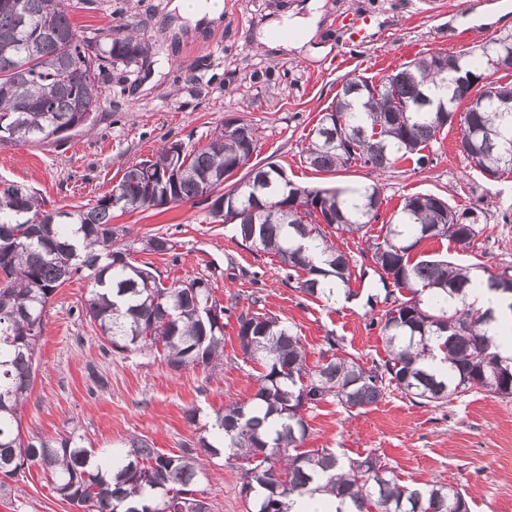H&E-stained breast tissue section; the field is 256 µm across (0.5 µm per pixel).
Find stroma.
Wrapping results in <instances>:
<instances>
[{"label": "stroma", "instance_id": "stroma-1", "mask_svg": "<svg viewBox=\"0 0 512 512\" xmlns=\"http://www.w3.org/2000/svg\"><path fill=\"white\" fill-rule=\"evenodd\" d=\"M307 0H223L221 20L194 25L177 15L173 0H69L70 19L87 35L133 25L152 47L148 65H115L103 76L104 101L94 127L61 142L0 145V180L39 191L48 208H69L109 192L132 163L174 142L205 146L225 123L253 126L254 161L281 168L295 184L346 187L368 183V169L335 174L305 161L308 134L353 76L381 78L426 53H463L512 32V13L484 21L477 0H317L320 20L301 47L270 46V25L306 14ZM370 19L363 44L348 43L345 24ZM460 124L429 145V162L399 160L381 179L379 222L370 236L413 194H433L457 209L479 211L481 231L472 248L445 239L422 242L417 254L454 263L512 271V174L488 180L457 148ZM114 226L130 238L163 235L175 250L135 253L165 285L202 276L211 282L224 317V368L175 370L150 355L106 349L82 315L87 278L58 288L43 318L34 381L20 412L22 434L56 438L81 434L93 448H120L144 437L174 452L200 433L201 423L225 406L247 401L255 381L242 362L237 317L251 308L291 325L315 363L325 339L342 340L343 353L365 366L384 359L372 320L388 305L365 239L332 234L351 271L352 297L327 303L304 296L287 280L276 257L242 243L233 225L211 223L196 200L146 211L115 212ZM309 448L346 457L375 453L403 483L444 482L464 487L470 512H512V401L471 392L442 408L413 404L399 391L377 404L348 409L336 399L307 411ZM214 512H244L236 461L212 459L202 481ZM0 512H77L52 490L41 469L23 470Z\"/></svg>", "mask_w": 512, "mask_h": 512}]
</instances>
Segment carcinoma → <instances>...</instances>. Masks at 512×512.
I'll return each instance as SVG.
<instances>
[{"label": "carcinoma", "mask_w": 512, "mask_h": 512, "mask_svg": "<svg viewBox=\"0 0 512 512\" xmlns=\"http://www.w3.org/2000/svg\"><path fill=\"white\" fill-rule=\"evenodd\" d=\"M0 0V144L48 143L59 132L94 125L103 100L100 78L112 66L144 61L151 45L128 31L86 36L76 29L66 0ZM491 44L457 56L458 67L441 70L452 57L432 52L402 64L375 82L354 76L312 129L307 163L335 173L359 165L382 175L399 160L416 158L437 139L444 124L418 106L421 92L440 93L451 110L466 100L489 60L512 49ZM478 105L466 107L462 134L471 139L463 155L482 175L512 173V82L491 81ZM254 127L229 123L206 147L186 150L172 143L152 158L126 168L121 181L92 206L47 210L44 199L21 184L0 182V497L10 494L5 479L29 466L50 476L52 490L84 512H213L200 486L205 459L225 453L238 462L245 512H292L297 498L328 495L335 512H470L464 488L441 482L403 483L380 457H341L328 448L307 449L305 415L334 398L348 408L378 403L388 389L434 408L469 392L512 399V358L497 351L487 325L494 311L466 302L476 280L471 268L439 257L412 259L425 240L448 239L469 248L480 229L469 221L476 209L457 214L432 194L405 199L382 225V241L370 245L386 295L399 293L392 307L372 321L380 326L388 358L369 368L338 354L339 340L326 339L315 365L307 363L300 336L267 313L237 317L242 362L261 367L256 390L243 403L216 413L194 444L164 453L141 438L123 448L95 451L74 432L56 440L22 437L18 413L31 391L43 315L57 288L76 275L92 280L83 305L101 338L118 353H160L175 370L224 366V314L209 280L195 277L165 286L135 263L132 247L115 244V209L147 210L189 200L225 203L208 209L212 222L233 224L241 241L278 258L288 277H297L306 296L332 301L351 295L347 256L321 229L366 236L378 219L381 191L372 182L356 189L308 188L293 184L274 165L258 166L224 189L239 161L254 153ZM272 204H254L256 190ZM324 256L315 264L306 243ZM142 249L166 254L173 241L152 235ZM502 274H487L488 289L500 288ZM394 290H389V287ZM441 358L445 367L432 361Z\"/></svg>", "instance_id": "carcinoma-1"}]
</instances>
